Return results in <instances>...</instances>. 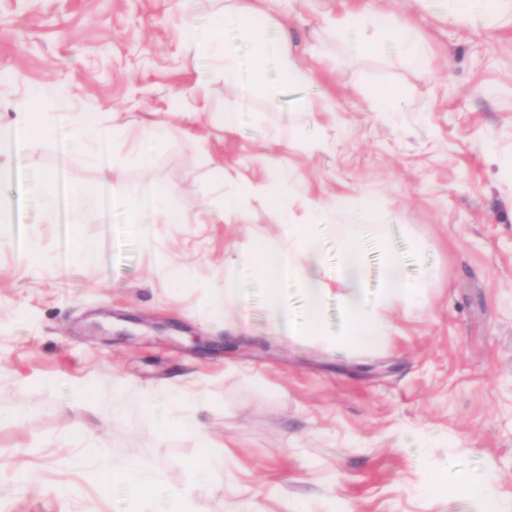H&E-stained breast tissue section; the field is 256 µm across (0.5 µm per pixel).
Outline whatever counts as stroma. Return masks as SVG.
<instances>
[{"instance_id":"1","label":"stroma","mask_w":512,"mask_h":512,"mask_svg":"<svg viewBox=\"0 0 512 512\" xmlns=\"http://www.w3.org/2000/svg\"><path fill=\"white\" fill-rule=\"evenodd\" d=\"M234 4L0 0V123L28 107L48 125L0 154L11 171L0 182V512H169L181 490L189 512H313L329 499L349 512H475L455 491L467 476L490 477L512 502V24H449L442 0H271L268 31L310 78L252 98L178 34L209 31ZM347 15L369 28L409 21L424 63L349 50L335 26ZM384 88L402 95L393 121L373 106ZM227 109L244 114L233 134L219 127ZM71 112L102 135L100 159L61 124ZM154 120L175 132L137 159L133 134ZM319 139L326 149L311 150ZM286 173L300 186L296 219L332 212L317 228L329 334L343 330L346 288L334 227L358 220L336 202L371 196L387 209L363 232L368 299L385 252L405 275L430 276L428 304L390 312L378 349L282 340L246 274L232 321H212L225 261L285 239L258 193L243 221L214 223L219 191ZM100 187L120 205L69 208L74 191ZM162 192L185 223L128 232V204ZM83 240L99 245L84 264ZM185 265L199 269L195 285ZM116 379L128 387L117 418ZM196 383L209 400L196 419L223 443L239 494L196 488L204 450L140 403ZM20 409L27 420L12 421ZM87 445L147 462L161 486L134 499L87 466ZM20 472L29 486L15 485Z\"/></svg>"}]
</instances>
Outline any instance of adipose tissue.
I'll use <instances>...</instances> for the list:
<instances>
[{
    "label": "adipose tissue",
    "mask_w": 512,
    "mask_h": 512,
    "mask_svg": "<svg viewBox=\"0 0 512 512\" xmlns=\"http://www.w3.org/2000/svg\"><path fill=\"white\" fill-rule=\"evenodd\" d=\"M496 16L512 22V0H446L444 17L448 22H477ZM266 14L255 7H235L225 10L224 17L210 33L199 34L193 28L180 31L181 38L196 53L223 60L224 84L237 89L246 88L254 96L270 94L274 82H301L308 74L285 45L274 42L264 26ZM233 30L245 37L249 45V64L241 66L237 58L224 50V33ZM339 37L359 53L369 54L382 48L394 49L411 63H419L423 49L404 23L380 20L372 35H364L359 20L340 22ZM275 60V71H268V60ZM262 193L280 225L288 230V246L281 249L262 245L249 252L247 260L254 276L264 285L270 320L276 331L294 342H315L340 345L353 350H374L380 347L390 333L388 311L408 307L426 298L429 282L426 278H409L403 273L398 255L388 254L384 263L379 296L368 303L358 288L360 244L351 225L340 224L336 235L343 258V279L348 290L342 294L345 328L342 334L332 336L324 329L321 309L329 293L319 276L320 242L312 226L299 224L292 218L294 199L289 179H272L256 185L246 182L231 193L224 194L215 214L216 223L223 224L242 219L246 199L253 193ZM128 227L140 233L152 224H179L182 215L172 207L167 195L157 194L142 203L128 207ZM286 281L300 282L306 291L307 317L295 321L281 297V285ZM208 404L205 390L200 385L181 389L164 397H144L143 405L164 430L178 429L205 445L208 454L197 472V483L210 485L224 471V457L215 452V443L194 422L196 411ZM103 469L111 472L113 481L124 484L134 495L144 498L156 489L161 477L155 468L141 460L129 458L106 461Z\"/></svg>",
    "instance_id": "ef3b65f1"
}]
</instances>
